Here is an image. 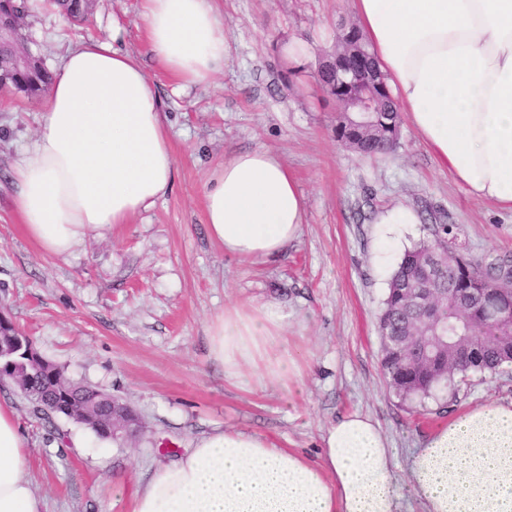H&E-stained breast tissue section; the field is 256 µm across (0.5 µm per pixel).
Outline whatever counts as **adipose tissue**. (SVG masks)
I'll return each instance as SVG.
<instances>
[{"mask_svg": "<svg viewBox=\"0 0 512 512\" xmlns=\"http://www.w3.org/2000/svg\"><path fill=\"white\" fill-rule=\"evenodd\" d=\"M357 27L404 114L468 192L512 210V0H353ZM141 27L158 65L187 88L224 69L218 0H142ZM164 105L116 40L81 44L43 100L37 136L17 160L13 211L48 256L112 232L172 188L176 160ZM210 238L225 254L276 258L298 240L305 197L273 153L226 158L204 183ZM224 381L253 378L285 396L304 381L273 303L225 304L209 325ZM310 458L268 437L224 429L138 483L132 512H398L393 451L354 412ZM25 441L0 407V512H41ZM410 489L425 512H512V403L472 407L414 453Z\"/></svg>", "mask_w": 512, "mask_h": 512, "instance_id": "adipose-tissue-1", "label": "adipose tissue"}]
</instances>
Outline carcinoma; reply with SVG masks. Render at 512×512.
Returning a JSON list of instances; mask_svg holds the SVG:
<instances>
[{
    "label": "carcinoma",
    "instance_id": "carcinoma-1",
    "mask_svg": "<svg viewBox=\"0 0 512 512\" xmlns=\"http://www.w3.org/2000/svg\"><path fill=\"white\" fill-rule=\"evenodd\" d=\"M63 15L73 21L85 18L87 0H54ZM15 54L12 40L0 43V71H11ZM51 83V74L43 66H34L32 72L15 77V81L0 86V91L23 92L28 97L43 95ZM387 111L376 113L369 130L348 118L336 124V138L364 156H372L396 147L402 118L395 111L392 98H387ZM432 238L440 240L448 255L440 278L432 282L436 291L448 298L421 308L416 318L425 321L427 334L434 335L448 328L477 334L478 348L472 353H460L450 347L425 365L409 364L400 353L383 352L381 367L390 387L402 398H428L440 387L454 383L455 377H466L471 371H494L512 361V343L506 336L512 326L488 321L493 309L512 310V276L501 273L496 261L475 260L459 253L457 235L448 224L433 225ZM430 238V239H432ZM430 239H424L408 249L393 273L387 288L382 311L378 317V332L382 336H407L413 325L406 310V289L418 282L428 281L425 257ZM468 301V313L458 312L457 299ZM12 377L26 393L33 415L44 402L56 406V414L82 423L100 437L120 439L112 432V414L103 404L108 393L88 384L73 382L63 376L60 368L48 361L35 369L25 363V357L13 356Z\"/></svg>",
    "mask_w": 512,
    "mask_h": 512
}]
</instances>
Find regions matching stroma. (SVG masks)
Returning <instances> with one entry per match:
<instances>
[{
	"mask_svg": "<svg viewBox=\"0 0 512 512\" xmlns=\"http://www.w3.org/2000/svg\"><path fill=\"white\" fill-rule=\"evenodd\" d=\"M31 2L25 45L52 72L77 44L122 26L165 105L176 159L171 191L132 223L71 255L46 256L16 222L10 180L42 101L0 95V316L67 379L120 396L142 422L135 438L106 445L83 425L36 418L13 386L0 385V405L15 411L26 439L42 512H131L137 480L218 428L313 456L325 430L353 412L389 439L404 484L430 432L466 408L512 403L510 363L423 402L396 395L382 371L377 320L405 250L429 237V225L450 224L471 258L512 259V211L471 196L410 123L392 151L371 158L337 141L336 102L314 76L337 29L352 23V0H220L224 71L184 90L148 52L141 0H92L80 22ZM255 148L288 165L306 203L302 236L269 264L226 256L205 224L207 174ZM399 207L415 223H384ZM229 302L285 308L289 347L308 363L296 405L275 389L225 385L207 327Z\"/></svg>",
	"mask_w": 512,
	"mask_h": 512,
	"instance_id": "obj_1",
	"label": "stroma"
}]
</instances>
